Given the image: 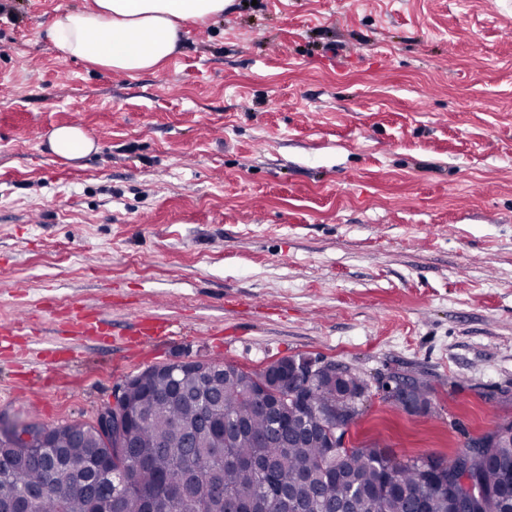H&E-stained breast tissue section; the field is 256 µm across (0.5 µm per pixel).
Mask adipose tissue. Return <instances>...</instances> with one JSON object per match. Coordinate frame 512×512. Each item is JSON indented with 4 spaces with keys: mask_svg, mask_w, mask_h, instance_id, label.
Instances as JSON below:
<instances>
[{
    "mask_svg": "<svg viewBox=\"0 0 512 512\" xmlns=\"http://www.w3.org/2000/svg\"><path fill=\"white\" fill-rule=\"evenodd\" d=\"M231 0H92L55 19L47 36L60 55L98 68L135 74L162 67L180 49L183 25L222 16ZM49 149L73 161L95 150L75 125L53 129Z\"/></svg>",
    "mask_w": 512,
    "mask_h": 512,
    "instance_id": "obj_1",
    "label": "adipose tissue"
}]
</instances>
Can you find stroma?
Wrapping results in <instances>:
<instances>
[{
  "label": "stroma",
  "mask_w": 512,
  "mask_h": 512,
  "mask_svg": "<svg viewBox=\"0 0 512 512\" xmlns=\"http://www.w3.org/2000/svg\"><path fill=\"white\" fill-rule=\"evenodd\" d=\"M90 2L0 17V426L287 358L368 384L349 449L448 460L512 422V0H233L133 76L47 38ZM64 124L97 152L54 156ZM85 308L106 335L70 334Z\"/></svg>",
  "instance_id": "1"
}]
</instances>
